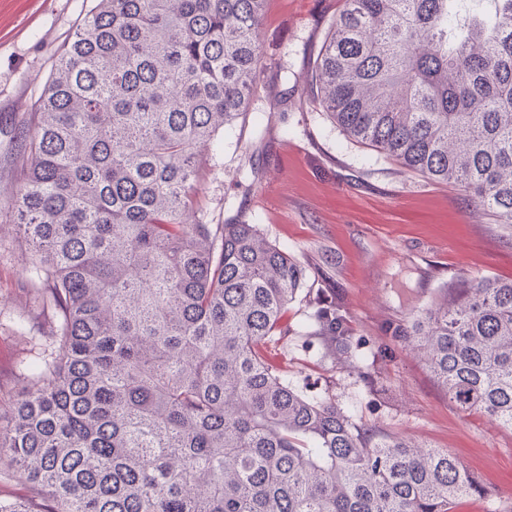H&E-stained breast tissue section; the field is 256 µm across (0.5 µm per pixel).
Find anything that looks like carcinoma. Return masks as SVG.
Wrapping results in <instances>:
<instances>
[{
	"mask_svg": "<svg viewBox=\"0 0 512 512\" xmlns=\"http://www.w3.org/2000/svg\"><path fill=\"white\" fill-rule=\"evenodd\" d=\"M266 0H95L15 123L32 347L0 394V512H456L443 450L310 400L267 351L304 267L201 218L204 163L247 114ZM312 105L512 227V0H343ZM321 335L348 352L336 304ZM396 336L456 409L512 428V279L441 289Z\"/></svg>",
	"mask_w": 512,
	"mask_h": 512,
	"instance_id": "cac0c4a2",
	"label": "carcinoma"
}]
</instances>
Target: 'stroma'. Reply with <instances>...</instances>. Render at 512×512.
I'll use <instances>...</instances> for the list:
<instances>
[{"mask_svg": "<svg viewBox=\"0 0 512 512\" xmlns=\"http://www.w3.org/2000/svg\"><path fill=\"white\" fill-rule=\"evenodd\" d=\"M92 0H0V195L14 172L6 154L14 118L33 111L55 55ZM341 0H268L266 69L242 127L210 162L202 206L214 224L242 220L287 248L307 283L290 304L288 335L268 350L289 385L329 398L359 424L449 451L482 492L458 512H512V430L461 413L422 356L395 336L441 288L464 277L512 278V229L470 206L457 187L405 172L348 140L305 94L311 58ZM19 233L0 228V389L25 349L13 329L27 315ZM335 301L351 352L334 353L316 321Z\"/></svg>", "mask_w": 512, "mask_h": 512, "instance_id": "obj_1", "label": "stroma"}]
</instances>
